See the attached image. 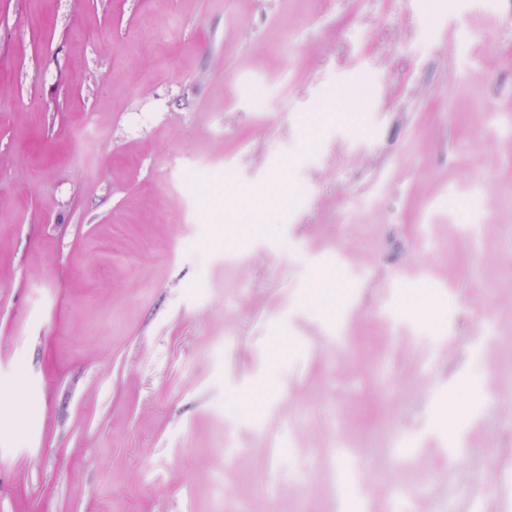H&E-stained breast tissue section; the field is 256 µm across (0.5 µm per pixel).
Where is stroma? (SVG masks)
Masks as SVG:
<instances>
[{"mask_svg":"<svg viewBox=\"0 0 512 512\" xmlns=\"http://www.w3.org/2000/svg\"><path fill=\"white\" fill-rule=\"evenodd\" d=\"M0 456V512L512 494V0H0ZM469 499L471 501H496L499 510L509 512L512 509L511 498L505 495L499 482L490 481L483 477L478 479L469 490Z\"/></svg>","mask_w":512,"mask_h":512,"instance_id":"35a3bbf8","label":"stroma"}]
</instances>
